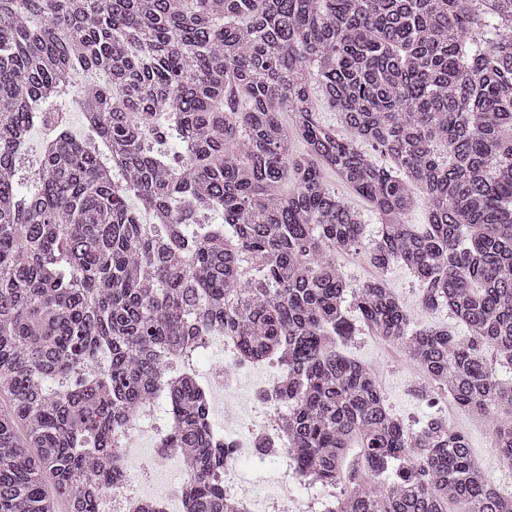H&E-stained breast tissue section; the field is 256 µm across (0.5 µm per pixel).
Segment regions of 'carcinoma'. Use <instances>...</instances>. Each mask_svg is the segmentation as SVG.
Returning a JSON list of instances; mask_svg holds the SVG:
<instances>
[{
    "label": "carcinoma",
    "mask_w": 512,
    "mask_h": 512,
    "mask_svg": "<svg viewBox=\"0 0 512 512\" xmlns=\"http://www.w3.org/2000/svg\"><path fill=\"white\" fill-rule=\"evenodd\" d=\"M79 69L109 76L71 100L84 139L62 119ZM321 96L345 135L317 121ZM33 123L55 140L31 160ZM329 172L379 217L372 265L401 263L471 340L410 331L379 280L353 291L360 318L406 346L420 392L495 416L512 466V379L484 355L512 361V0H0V512H99V487L124 479L116 432L160 397L187 512H227L230 447L170 363L214 330L281 359L286 453L343 486L326 512H512L464 434L410 429L337 350L355 328L331 256L358 252L363 226ZM353 447L388 480L345 476Z\"/></svg>",
    "instance_id": "obj_1"
}]
</instances>
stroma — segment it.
Segmentation results:
<instances>
[{
    "label": "stroma",
    "instance_id": "obj_1",
    "mask_svg": "<svg viewBox=\"0 0 512 512\" xmlns=\"http://www.w3.org/2000/svg\"><path fill=\"white\" fill-rule=\"evenodd\" d=\"M336 264L349 288H357L375 279L382 280L386 288L399 298L412 328L445 327L458 339H468L466 327L449 316L447 309H428L423 306L422 286L400 264H391L384 270L376 269L363 249L354 255H337ZM340 351L374 371L386 403L394 415L414 429L420 428L433 416L445 420L450 427L467 437L473 459L490 481L503 491L512 492V469L504 464L495 448L489 435L487 419L458 409L448 395L435 393L426 397L418 394L416 388L422 381V372L399 343L377 336L361 323L357 326L355 336L341 345ZM276 373L275 366L261 364L242 373L238 383L229 389L212 392L211 415L230 416L238 429L252 425L257 391ZM284 478V470L275 457L261 463L246 459L236 465V483L254 494L269 492L275 482Z\"/></svg>",
    "mask_w": 512,
    "mask_h": 512
}]
</instances>
